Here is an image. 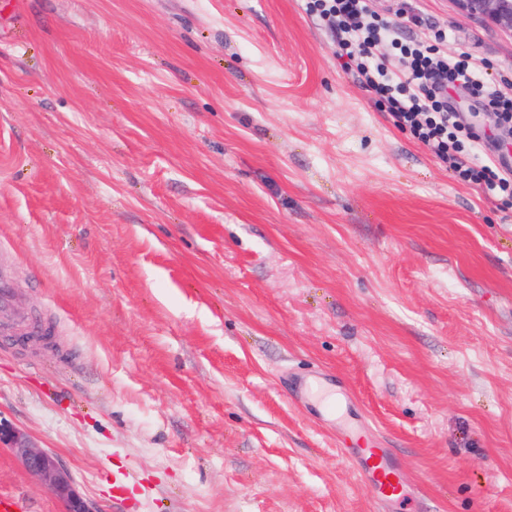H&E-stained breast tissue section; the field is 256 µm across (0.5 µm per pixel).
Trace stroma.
<instances>
[{
  "mask_svg": "<svg viewBox=\"0 0 512 512\" xmlns=\"http://www.w3.org/2000/svg\"><path fill=\"white\" fill-rule=\"evenodd\" d=\"M7 3L0 267L52 345L0 340V423L97 512H512V204L375 107L304 0ZM368 5L512 75V32L454 0ZM323 371L331 413L290 391ZM353 425L400 506L337 448ZM16 491L63 512L0 446ZM357 469L375 498L393 499L404 489L401 470L388 458L383 448H352Z\"/></svg>",
  "mask_w": 512,
  "mask_h": 512,
  "instance_id": "stroma-1",
  "label": "stroma"
}]
</instances>
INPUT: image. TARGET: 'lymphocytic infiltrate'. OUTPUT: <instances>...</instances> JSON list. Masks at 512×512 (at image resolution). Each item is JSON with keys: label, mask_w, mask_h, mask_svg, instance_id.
Here are the masks:
<instances>
[{"label": "lymphocytic infiltrate", "mask_w": 512, "mask_h": 512, "mask_svg": "<svg viewBox=\"0 0 512 512\" xmlns=\"http://www.w3.org/2000/svg\"><path fill=\"white\" fill-rule=\"evenodd\" d=\"M307 10L342 33L338 54L345 68L373 94L376 105L389 112L397 126L409 129L420 142L432 147L459 180L486 185L489 191L512 200V173L495 163L473 164L466 156V149L480 147L483 137L463 130L444 92L450 84H464L499 125L512 127V93L475 80V66L465 49L447 54L443 49L446 34L441 30L429 41L416 36L401 44V67L392 72L380 63L379 54L386 34L398 33L399 26L385 20L364 24L366 0H307Z\"/></svg>", "instance_id": "1"}]
</instances>
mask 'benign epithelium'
Segmentation results:
<instances>
[{"mask_svg":"<svg viewBox=\"0 0 512 512\" xmlns=\"http://www.w3.org/2000/svg\"><path fill=\"white\" fill-rule=\"evenodd\" d=\"M455 3L464 14L482 17L512 31V0H455ZM0 333L23 347L46 346L50 338L49 332L27 317L1 328ZM0 444L7 446L32 476L53 490L64 503L65 512H97L94 504L76 491L70 473L56 457L38 447L26 433L0 424Z\"/></svg>","mask_w":512,"mask_h":512,"instance_id":"obj_1","label":"benign epithelium"}]
</instances>
